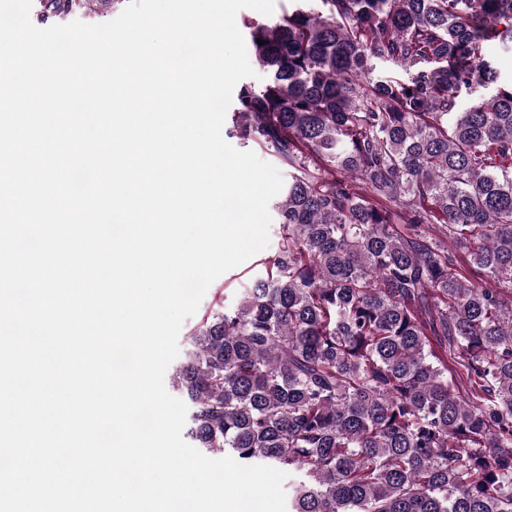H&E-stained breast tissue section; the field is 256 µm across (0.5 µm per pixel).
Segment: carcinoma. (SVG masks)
<instances>
[{
    "label": "carcinoma",
    "mask_w": 512,
    "mask_h": 512,
    "mask_svg": "<svg viewBox=\"0 0 512 512\" xmlns=\"http://www.w3.org/2000/svg\"><path fill=\"white\" fill-rule=\"evenodd\" d=\"M287 2L241 20L232 117L288 167L282 242L190 332L186 436L292 476L286 512H512V0ZM487 57L493 62L501 79H512V51H505L499 44H494L487 49Z\"/></svg>",
    "instance_id": "obj_1"
}]
</instances>
